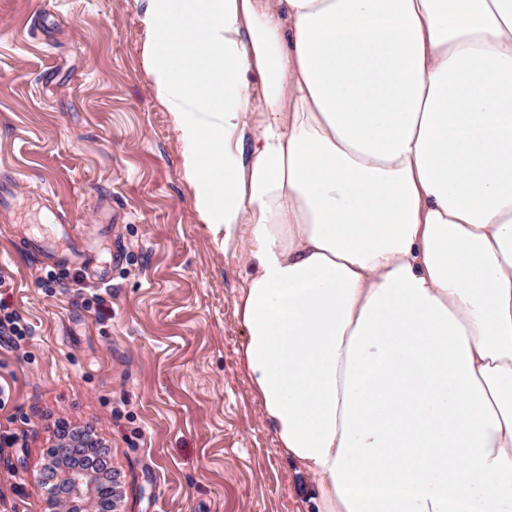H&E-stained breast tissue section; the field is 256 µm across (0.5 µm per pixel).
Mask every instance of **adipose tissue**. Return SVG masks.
Returning a JSON list of instances; mask_svg holds the SVG:
<instances>
[{
	"instance_id": "ef3b65f1",
	"label": "adipose tissue",
	"mask_w": 512,
	"mask_h": 512,
	"mask_svg": "<svg viewBox=\"0 0 512 512\" xmlns=\"http://www.w3.org/2000/svg\"><path fill=\"white\" fill-rule=\"evenodd\" d=\"M138 20L194 211L248 270L242 358L313 512H512V0Z\"/></svg>"
}]
</instances>
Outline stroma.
<instances>
[{
    "label": "stroma",
    "instance_id": "obj_1",
    "mask_svg": "<svg viewBox=\"0 0 512 512\" xmlns=\"http://www.w3.org/2000/svg\"><path fill=\"white\" fill-rule=\"evenodd\" d=\"M142 0H0V512H49L56 426L107 448L116 512H309L253 393L234 302L247 274L192 207L170 116L140 54ZM110 239V282L46 287L16 224L50 209ZM8 307L0 304V341L18 348L32 335V328Z\"/></svg>",
    "mask_w": 512,
    "mask_h": 512
}]
</instances>
